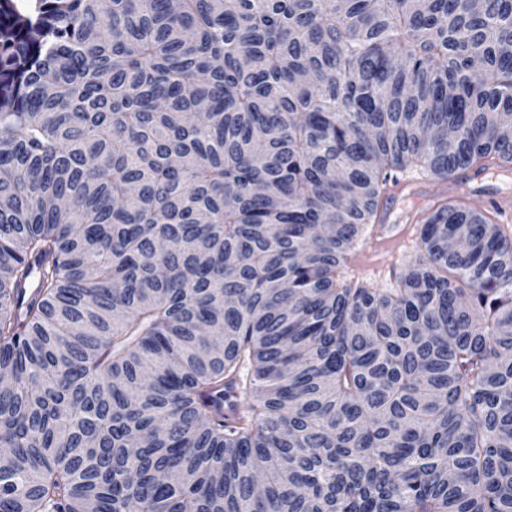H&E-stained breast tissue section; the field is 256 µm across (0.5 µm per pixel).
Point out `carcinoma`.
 Instances as JSON below:
<instances>
[{
	"instance_id": "1",
	"label": "carcinoma",
	"mask_w": 512,
	"mask_h": 512,
	"mask_svg": "<svg viewBox=\"0 0 512 512\" xmlns=\"http://www.w3.org/2000/svg\"><path fill=\"white\" fill-rule=\"evenodd\" d=\"M512 0H0V512H512ZM401 184L409 183L411 189L398 192L394 188L387 201L383 224H368L355 249L353 261L345 267L343 281L351 288H365L389 291L396 288L409 266L421 256L419 231L421 224H415L417 214L427 210L429 204L442 196H451L459 191L453 183L441 180L421 179L417 171H395ZM383 229V239H396L380 251L370 252L368 243L381 241L379 228ZM373 228V232H372ZM474 186L484 187L486 190L480 194H468L465 200L470 207L483 211L491 207V201H496L504 193L510 192L512 196V175L498 177L495 173L482 176L481 179L470 183V187Z\"/></svg>"
}]
</instances>
